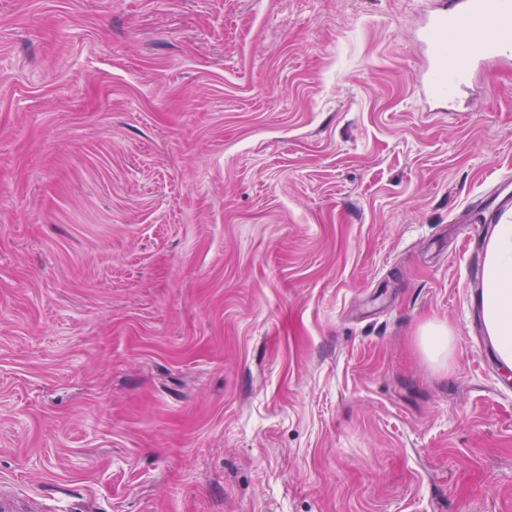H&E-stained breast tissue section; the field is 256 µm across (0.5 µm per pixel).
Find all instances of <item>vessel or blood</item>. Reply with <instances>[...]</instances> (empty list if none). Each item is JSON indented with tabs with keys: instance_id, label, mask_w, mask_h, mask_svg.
Segmentation results:
<instances>
[{
	"instance_id": "obj_1",
	"label": "vessel or blood",
	"mask_w": 512,
	"mask_h": 512,
	"mask_svg": "<svg viewBox=\"0 0 512 512\" xmlns=\"http://www.w3.org/2000/svg\"><path fill=\"white\" fill-rule=\"evenodd\" d=\"M416 40L427 58L425 93L454 103L480 69L512 65V0H440Z\"/></svg>"
}]
</instances>
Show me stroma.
Returning <instances> with one entry per match:
<instances>
[{"instance_id":"35a3bbf8","label":"stroma","mask_w":512,"mask_h":512,"mask_svg":"<svg viewBox=\"0 0 512 512\" xmlns=\"http://www.w3.org/2000/svg\"><path fill=\"white\" fill-rule=\"evenodd\" d=\"M437 4L0 0L18 512H512L470 279L512 68L426 105ZM420 345L426 357L439 365H448L454 351V336L447 326L426 323L420 330Z\"/></svg>"}]
</instances>
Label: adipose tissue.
<instances>
[{
	"mask_svg": "<svg viewBox=\"0 0 512 512\" xmlns=\"http://www.w3.org/2000/svg\"><path fill=\"white\" fill-rule=\"evenodd\" d=\"M484 283L485 333L501 364L512 369V222L497 225L485 245Z\"/></svg>",
	"mask_w": 512,
	"mask_h": 512,
	"instance_id": "adipose-tissue-1",
	"label": "adipose tissue"
}]
</instances>
